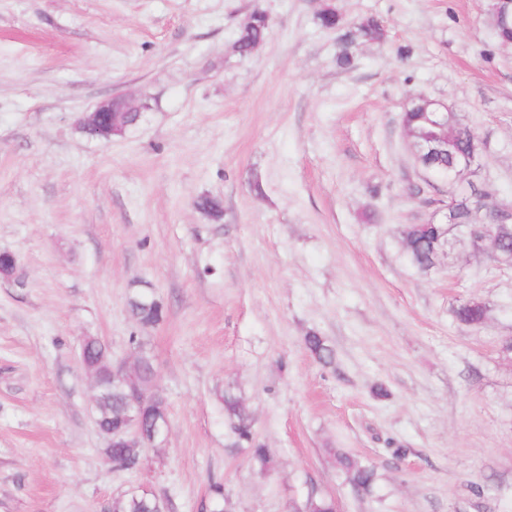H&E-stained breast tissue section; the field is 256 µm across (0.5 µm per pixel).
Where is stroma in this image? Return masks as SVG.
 <instances>
[{"label":"stroma","instance_id":"stroma-1","mask_svg":"<svg viewBox=\"0 0 512 512\" xmlns=\"http://www.w3.org/2000/svg\"><path fill=\"white\" fill-rule=\"evenodd\" d=\"M493 0H0V512H102L146 487L169 512H289L310 492L338 512H512V267L457 232L420 272L407 227L451 193L512 203V44ZM373 15L385 37L336 64L335 34ZM269 38L228 54L250 14ZM117 95L145 108L124 136L76 120ZM453 106L480 141L459 183L413 159L411 98ZM223 202L222 221L196 206ZM165 308L138 325L134 290ZM490 308L481 328L455 306ZM325 336V368L303 344ZM113 359L138 338L170 431L134 471L92 419L85 337ZM239 397L275 466L233 450ZM373 464L371 492L329 455Z\"/></svg>","mask_w":512,"mask_h":512}]
</instances>
